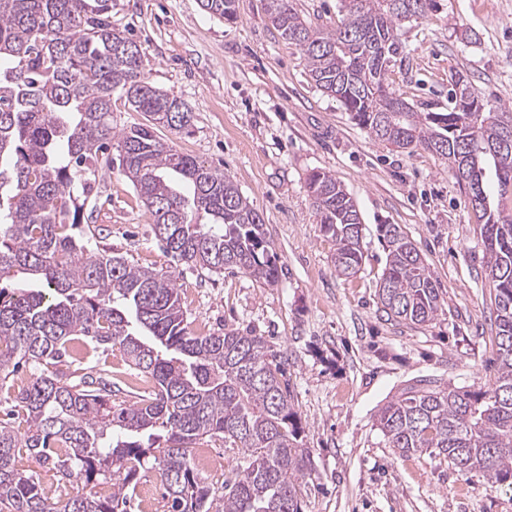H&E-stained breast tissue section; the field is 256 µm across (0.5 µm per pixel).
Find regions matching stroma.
I'll return each instance as SVG.
<instances>
[{
  "label": "stroma",
  "mask_w": 512,
  "mask_h": 512,
  "mask_svg": "<svg viewBox=\"0 0 512 512\" xmlns=\"http://www.w3.org/2000/svg\"><path fill=\"white\" fill-rule=\"evenodd\" d=\"M407 25L388 81L419 112L448 109L453 75L512 112V0H438ZM112 23L144 51L145 75L185 101L191 127L167 143L228 174L263 216L282 274L272 286L241 272L176 268L197 333L252 330L283 359L315 469L304 512H512L506 487L426 452L385 447L379 409L413 380L476 388L493 376L495 331L484 252L468 196L441 157L401 152L353 123L311 81L301 51L270 25L264 0H236L234 22L199 0H112ZM333 174L363 218V262L338 276L305 178ZM91 222L99 248L161 268L152 221L119 168L103 170ZM399 225L447 303L428 325L389 321L375 297L386 261L379 235Z\"/></svg>",
  "instance_id": "stroma-1"
}]
</instances>
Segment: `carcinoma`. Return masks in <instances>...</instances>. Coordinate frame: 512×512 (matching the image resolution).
<instances>
[{
  "label": "carcinoma",
  "instance_id": "obj_1",
  "mask_svg": "<svg viewBox=\"0 0 512 512\" xmlns=\"http://www.w3.org/2000/svg\"><path fill=\"white\" fill-rule=\"evenodd\" d=\"M231 22L235 0H200ZM436 0H341L340 26H312L290 0H265L271 26L298 47L317 89L349 118L398 150H428L448 161L479 222L495 305L492 383L405 388L377 415L384 445L427 452L512 490V212L492 200L512 194V113L487 109L460 74L446 112H416L390 87L402 32ZM119 89L144 122L112 119ZM479 107L471 110L469 105ZM191 111L144 75L141 46L112 26V0H0V512H127L139 469L158 470L164 512H303L313 471L282 361L263 336L237 329L188 331L175 272L142 268L88 249L85 223L103 155L118 140L119 167L150 213L163 251L205 276L235 269L274 285L277 254L264 220L223 172L160 141ZM306 187L321 231L335 243L336 272L362 265V216L331 173ZM385 268L377 295L387 319L424 325L444 313L437 280L396 224L380 225ZM119 347L152 379L131 404L112 400V380L46 371L84 349ZM35 377L10 383L20 365ZM205 438L241 456L234 480L215 487L193 461ZM76 494L49 502L23 457Z\"/></svg>",
  "mask_w": 512,
  "mask_h": 512
}]
</instances>
